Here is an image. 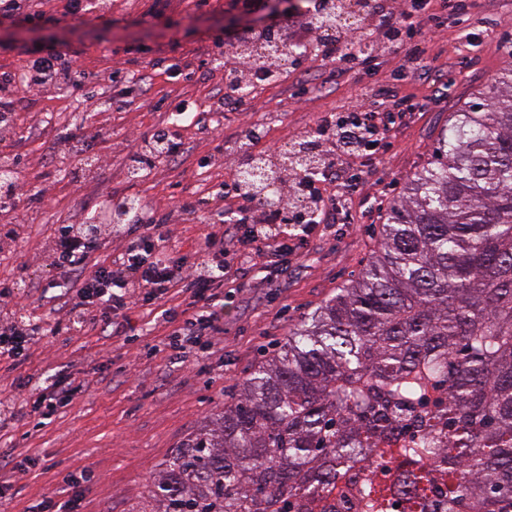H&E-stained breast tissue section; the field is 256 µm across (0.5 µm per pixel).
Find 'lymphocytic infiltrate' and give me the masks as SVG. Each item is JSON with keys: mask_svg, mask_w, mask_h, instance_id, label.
<instances>
[{"mask_svg": "<svg viewBox=\"0 0 512 512\" xmlns=\"http://www.w3.org/2000/svg\"><path fill=\"white\" fill-rule=\"evenodd\" d=\"M331 0H307L305 11L296 16L293 40L307 43L322 66L334 73L371 71L379 49L404 48L399 76L425 72V51L412 38L419 17H427L434 27H442L447 17L466 12V0H404L396 10L381 13L374 28L373 51L361 52L347 34L317 33L313 21L327 11ZM36 59L27 61L20 74L0 73V114H11L17 100L11 90L15 86L31 90L55 84L70 69L64 54L50 47L37 50ZM422 107L418 98L393 87H381L372 94L360 95L350 108L329 112L315 118L309 141L315 147L317 165L307 170L288 168L282 181V192L298 194L304 205L300 211L301 228L293 244L280 240V227L289 223L287 204L263 207L258 194L241 189L239 181L222 184L219 195L231 199L232 205L220 223L206 225L202 235L200 260L194 270H186L174 258L154 255L157 241L166 237L164 216L138 210L118 230L128 240L126 247L105 264L84 272L87 257L100 247L98 234L84 229L82 222L60 225L55 234L59 275L56 287L61 310L78 317L80 326L93 323L90 315L100 311L101 331L112 329V314L127 310L131 303L149 305L178 289L192 314L180 318L178 312L165 311L166 323H183L193 329L197 338H210L224 331V279L228 267L224 256L228 248L242 255L258 254L276 245L279 265H287L289 255L307 247L314 233H327L335 228L339 214L362 182L366 171L352 167V160L375 155L386 148L389 132L407 116Z\"/></svg>", "mask_w": 512, "mask_h": 512, "instance_id": "1", "label": "lymphocytic infiltrate"}]
</instances>
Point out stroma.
I'll use <instances>...</instances> for the list:
<instances>
[{
	"instance_id": "obj_1",
	"label": "stroma",
	"mask_w": 512,
	"mask_h": 512,
	"mask_svg": "<svg viewBox=\"0 0 512 512\" xmlns=\"http://www.w3.org/2000/svg\"><path fill=\"white\" fill-rule=\"evenodd\" d=\"M26 12H44L33 25L23 15L0 18V69H19L33 47L60 50L76 68L90 74L107 111L93 110L81 94L55 87L21 93L17 121L0 131V152L17 156L25 189L43 191L42 204L19 212L17 239L0 240V281L14 284L18 305L0 303V321L25 318L44 333L20 366L0 360V399L17 383L46 387L53 374L65 372L85 384L72 401L51 415L27 404L22 418L0 422V466L11 471L12 485L0 498V512H33L43 500L64 501L78 495L81 512H130L146 493L155 466L167 458L219 406L236 395L238 380L279 352L289 327L333 298L355 278L379 243L387 208L421 169L452 112L512 66V0H471L467 13L433 29L420 19L416 40L425 47L428 76L393 79L403 49L386 50L374 73L330 77L319 63L307 61L279 82L257 87L240 114H227L218 127L180 125L184 152L156 164L139 181L128 176L130 154L143 146L154 128L169 121L162 99L184 94L198 111L212 112L224 85L216 65V40L233 41L248 28L282 24L285 14L245 15L230 0H108L103 9L77 17L64 15L62 0H27ZM489 30L474 50L462 42L464 29ZM178 65L187 77L173 80L166 68ZM120 70L140 77L133 92L115 97L109 80ZM398 84L417 93L427 105L389 134L390 148L376 156L335 234L311 238L286 270H275L273 253L241 261L228 256L235 293L224 314V332L208 349L189 344L179 359L167 351L171 325L163 309L182 298L168 293L154 304L133 305L116 316L117 334L91 328L56 329L57 277L52 245L58 225L95 210L108 195L135 196L152 211L168 217L169 247L185 268L198 261L203 227L219 220L222 206L215 193L235 174V151L241 126H263L267 144L281 147L303 138L317 115L351 105L364 88ZM306 94H299V87ZM99 158L81 188L60 154L73 131L94 136ZM208 167H199L201 157ZM208 198L194 212L179 210L187 196Z\"/></svg>"
}]
</instances>
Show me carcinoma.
<instances>
[{
    "instance_id": "obj_1",
    "label": "carcinoma",
    "mask_w": 512,
    "mask_h": 512,
    "mask_svg": "<svg viewBox=\"0 0 512 512\" xmlns=\"http://www.w3.org/2000/svg\"><path fill=\"white\" fill-rule=\"evenodd\" d=\"M355 456L394 464L354 486L360 512H512V68L452 113L359 276L131 512H312Z\"/></svg>"
}]
</instances>
